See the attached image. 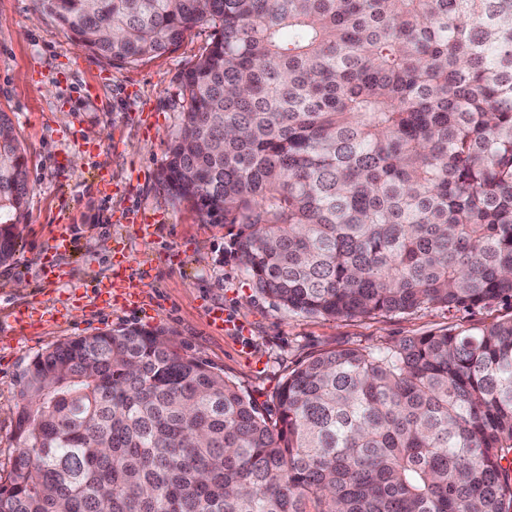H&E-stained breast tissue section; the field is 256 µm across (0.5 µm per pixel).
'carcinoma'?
Listing matches in <instances>:
<instances>
[{"mask_svg": "<svg viewBox=\"0 0 512 512\" xmlns=\"http://www.w3.org/2000/svg\"><path fill=\"white\" fill-rule=\"evenodd\" d=\"M95 55L213 38L162 182L334 319L512 300V0H39ZM30 185L0 113V264ZM0 512H512V319L319 353L278 416L128 327L25 369Z\"/></svg>", "mask_w": 512, "mask_h": 512, "instance_id": "1", "label": "carcinoma"}]
</instances>
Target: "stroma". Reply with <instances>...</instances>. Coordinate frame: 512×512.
<instances>
[{
  "label": "stroma",
  "mask_w": 512,
  "mask_h": 512,
  "mask_svg": "<svg viewBox=\"0 0 512 512\" xmlns=\"http://www.w3.org/2000/svg\"><path fill=\"white\" fill-rule=\"evenodd\" d=\"M211 35L198 24L173 52L128 64L81 49L37 0H0V112L13 122L32 187L19 250L0 266V477L20 446L22 373L37 353L68 339L128 326L164 329L273 418L288 375L318 353L512 318V304L489 300L334 319L262 294L235 249V228L212 223L160 179L185 110L180 73ZM129 213L154 225L153 234L125 224ZM64 218L74 247L56 260L66 277L43 286L37 258ZM117 249L146 287V311L97 297ZM212 309L223 311L231 330L210 325Z\"/></svg>",
  "instance_id": "obj_1"
}]
</instances>
